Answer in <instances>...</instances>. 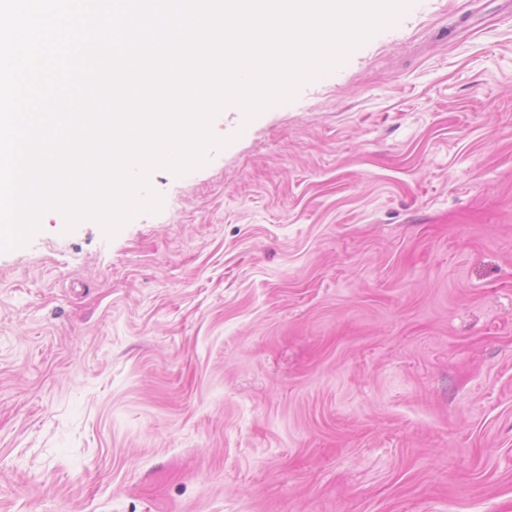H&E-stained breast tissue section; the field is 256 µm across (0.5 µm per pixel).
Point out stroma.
<instances>
[{
  "label": "stroma",
  "instance_id": "35a3bbf8",
  "mask_svg": "<svg viewBox=\"0 0 512 512\" xmlns=\"http://www.w3.org/2000/svg\"><path fill=\"white\" fill-rule=\"evenodd\" d=\"M211 130L0 253V512H512V0Z\"/></svg>",
  "mask_w": 512,
  "mask_h": 512
}]
</instances>
